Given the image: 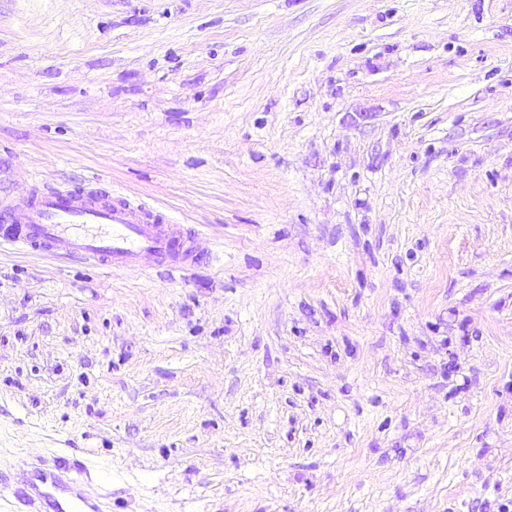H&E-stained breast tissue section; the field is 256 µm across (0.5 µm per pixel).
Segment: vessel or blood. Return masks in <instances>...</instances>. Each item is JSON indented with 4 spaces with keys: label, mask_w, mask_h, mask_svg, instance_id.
Here are the masks:
<instances>
[{
    "label": "vessel or blood",
    "mask_w": 512,
    "mask_h": 512,
    "mask_svg": "<svg viewBox=\"0 0 512 512\" xmlns=\"http://www.w3.org/2000/svg\"><path fill=\"white\" fill-rule=\"evenodd\" d=\"M75 256L109 269H135L143 259L168 269L197 261L193 234L162 213L123 197L101 195L93 184L51 188L0 209V243ZM56 464L38 465L16 476L0 475V504L18 502L24 512H99L83 483L96 477L111 484L108 469L91 470L87 460L55 451Z\"/></svg>",
    "instance_id": "vessel-or-blood-1"
}]
</instances>
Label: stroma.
<instances>
[{
  "label": "stroma",
  "instance_id": "obj_1",
  "mask_svg": "<svg viewBox=\"0 0 512 512\" xmlns=\"http://www.w3.org/2000/svg\"><path fill=\"white\" fill-rule=\"evenodd\" d=\"M96 182L198 265L0 245V470L125 512L512 498V0H0V204Z\"/></svg>",
  "mask_w": 512,
  "mask_h": 512
}]
</instances>
